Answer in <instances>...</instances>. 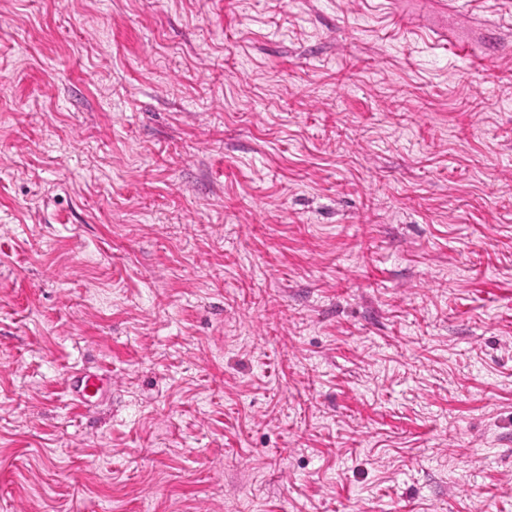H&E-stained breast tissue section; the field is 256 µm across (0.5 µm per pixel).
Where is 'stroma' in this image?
I'll list each match as a JSON object with an SVG mask.
<instances>
[{"mask_svg": "<svg viewBox=\"0 0 512 512\" xmlns=\"http://www.w3.org/2000/svg\"><path fill=\"white\" fill-rule=\"evenodd\" d=\"M454 2L0 0V512H512V0ZM111 382V375L103 369L70 374L66 377V387L80 403L102 394Z\"/></svg>", "mask_w": 512, "mask_h": 512, "instance_id": "stroma-1", "label": "stroma"}]
</instances>
